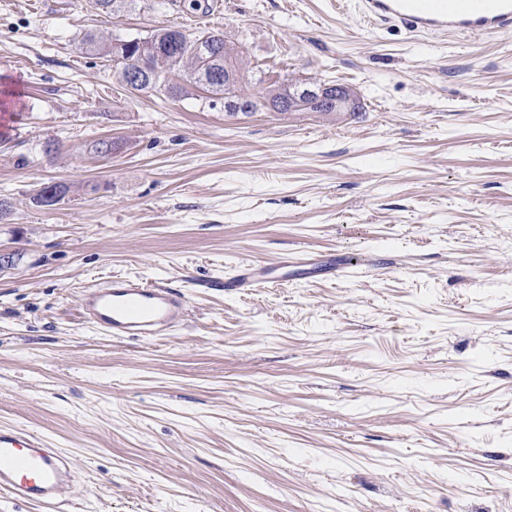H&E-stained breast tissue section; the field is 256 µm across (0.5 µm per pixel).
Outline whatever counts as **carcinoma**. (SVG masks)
I'll use <instances>...</instances> for the list:
<instances>
[{
    "label": "carcinoma",
    "mask_w": 512,
    "mask_h": 512,
    "mask_svg": "<svg viewBox=\"0 0 512 512\" xmlns=\"http://www.w3.org/2000/svg\"><path fill=\"white\" fill-rule=\"evenodd\" d=\"M84 44L106 57L116 58L119 63L117 76L129 91H163L170 96L182 93L178 84L169 83L172 76L185 77L197 87H205L215 95L240 107V115L249 117L257 112L276 106L275 100L262 95L242 82L229 81L228 68H243V56L227 44L220 33L202 32L188 34L168 26H158L142 38H134L122 46L101 36L88 34ZM142 54L146 58L150 76L140 84L126 80L128 61ZM69 192L65 184L54 183L42 187L33 197L38 207L53 206Z\"/></svg>",
    "instance_id": "cac0c4a2"
}]
</instances>
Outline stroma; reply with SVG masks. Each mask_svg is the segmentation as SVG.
Returning a JSON list of instances; mask_svg holds the SVG:
<instances>
[{"label": "stroma", "mask_w": 512, "mask_h": 512, "mask_svg": "<svg viewBox=\"0 0 512 512\" xmlns=\"http://www.w3.org/2000/svg\"><path fill=\"white\" fill-rule=\"evenodd\" d=\"M333 2L0 0V426L70 454L77 512H512V33ZM161 25L361 110L233 117L82 47ZM303 247L361 259L222 286ZM115 275L181 289L185 325L89 328L81 292ZM69 191V187L65 184L45 185L33 197V203L37 207L53 206L63 200ZM283 278H288V273L276 275L268 264L261 261H250L241 264L234 277L224 280L222 286L223 288L249 290L259 286H269Z\"/></svg>", "instance_id": "obj_1"}]
</instances>
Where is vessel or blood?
<instances>
[{
	"instance_id": "b4317fda",
	"label": "vessel or blood",
	"mask_w": 512,
	"mask_h": 512,
	"mask_svg": "<svg viewBox=\"0 0 512 512\" xmlns=\"http://www.w3.org/2000/svg\"><path fill=\"white\" fill-rule=\"evenodd\" d=\"M370 22L421 34L508 33L512 0H360ZM283 267L300 276L332 279L347 274V259L301 250L284 257ZM279 275L261 261L241 264L226 287L247 290L279 282ZM86 322L118 338L154 340L180 326L187 315L180 290L150 285L131 276H113L102 287L80 297ZM76 481L70 459L47 445L39 433L15 426L0 428V496L61 512L73 500Z\"/></svg>"
}]
</instances>
